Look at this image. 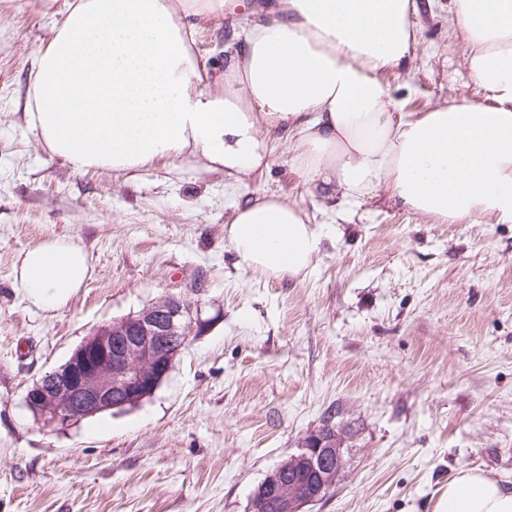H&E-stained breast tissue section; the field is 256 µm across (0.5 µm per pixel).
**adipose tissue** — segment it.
<instances>
[{
    "mask_svg": "<svg viewBox=\"0 0 512 512\" xmlns=\"http://www.w3.org/2000/svg\"><path fill=\"white\" fill-rule=\"evenodd\" d=\"M454 2L469 79L490 105L393 112L382 76L410 58L415 0H267L220 72L200 62L196 34L236 0H66L37 52L28 123L78 171L168 159L245 187L281 146L321 199L385 190L443 224H512V0ZM226 232L244 269L279 280L305 279L324 237L275 194L238 204ZM88 270L81 247L55 237L20 256L15 279L54 311ZM436 512H512V488L462 471Z\"/></svg>",
    "mask_w": 512,
    "mask_h": 512,
    "instance_id": "adipose-tissue-1",
    "label": "adipose tissue"
}]
</instances>
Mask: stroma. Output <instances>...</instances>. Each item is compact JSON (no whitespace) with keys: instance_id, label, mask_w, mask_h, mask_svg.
I'll use <instances>...</instances> for the list:
<instances>
[{"instance_id":"1","label":"stroma","mask_w":512,"mask_h":512,"mask_svg":"<svg viewBox=\"0 0 512 512\" xmlns=\"http://www.w3.org/2000/svg\"><path fill=\"white\" fill-rule=\"evenodd\" d=\"M416 3L409 63L383 76L395 111L489 103L453 0ZM63 20L64 0H0V512H248L327 418L346 465L305 512H434L470 468L512 485V224H442L385 191L330 205L281 149L242 190L162 161L131 178L73 170L27 120L37 51ZM244 27L242 10L204 23L205 65L223 68ZM258 192L334 226L305 280L239 265L224 226ZM56 236L91 275L44 312L14 266ZM171 296L190 301L192 336L150 397L61 430L27 408L94 330Z\"/></svg>"}]
</instances>
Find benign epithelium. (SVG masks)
I'll return each mask as SVG.
<instances>
[{
  "mask_svg": "<svg viewBox=\"0 0 512 512\" xmlns=\"http://www.w3.org/2000/svg\"><path fill=\"white\" fill-rule=\"evenodd\" d=\"M189 312L186 301L168 298L98 328L65 364L27 391L26 405L44 424L67 427L141 402L169 374L188 341ZM344 466L336 438L313 430L298 453L267 474L249 512H302L329 492Z\"/></svg>",
  "mask_w": 512,
  "mask_h": 512,
  "instance_id": "obj_1",
  "label": "benign epithelium"
}]
</instances>
